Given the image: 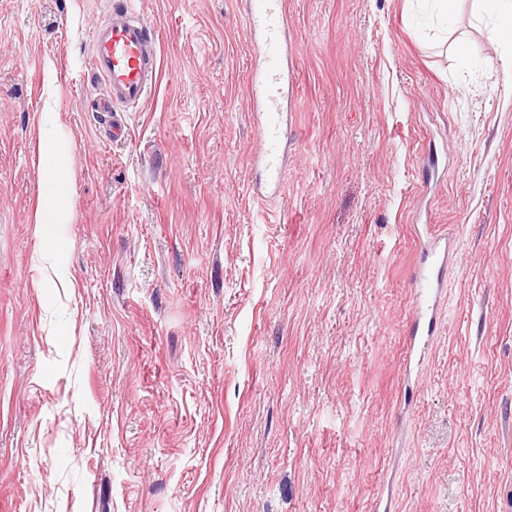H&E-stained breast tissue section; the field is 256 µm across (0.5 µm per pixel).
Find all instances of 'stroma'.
I'll return each mask as SVG.
<instances>
[{
    "label": "stroma",
    "instance_id": "1",
    "mask_svg": "<svg viewBox=\"0 0 512 512\" xmlns=\"http://www.w3.org/2000/svg\"><path fill=\"white\" fill-rule=\"evenodd\" d=\"M111 2L0 0V512H512V50L470 0L444 35L416 0H288L267 198L246 0H126L160 71L118 144ZM418 224L456 250L409 371ZM42 156L45 158L44 172L51 180H59L65 173L64 152L47 137L42 140ZM69 210L68 201L63 196L46 197L38 206L35 213L36 233L44 235L50 224H63Z\"/></svg>",
    "mask_w": 512,
    "mask_h": 512
}]
</instances>
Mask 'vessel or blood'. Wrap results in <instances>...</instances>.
<instances>
[{
	"mask_svg": "<svg viewBox=\"0 0 512 512\" xmlns=\"http://www.w3.org/2000/svg\"><path fill=\"white\" fill-rule=\"evenodd\" d=\"M288 0H247L246 25L255 62L248 72L249 102L262 145L256 160L265 169L273 192L283 186L281 146L288 133V106L294 85L293 59L288 54ZM90 65L103 86L92 100L96 112L111 114L106 129L119 140L124 125L117 113L141 106L159 75V55L153 32L142 15L120 4L92 31ZM453 248L447 238L428 235L422 261L413 267L412 280L419 293L406 362L422 358V347L435 330L434 313L440 302L441 283Z\"/></svg>",
	"mask_w": 512,
	"mask_h": 512,
	"instance_id": "1",
	"label": "vessel or blood"
}]
</instances>
